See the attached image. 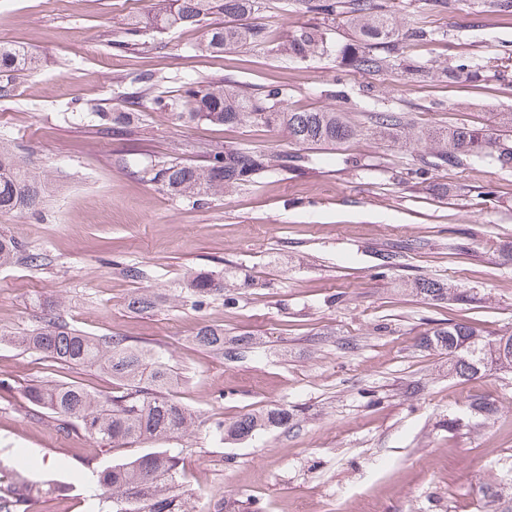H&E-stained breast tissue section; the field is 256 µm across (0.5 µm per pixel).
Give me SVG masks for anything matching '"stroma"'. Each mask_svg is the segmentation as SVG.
I'll return each mask as SVG.
<instances>
[{"instance_id": "1", "label": "stroma", "mask_w": 512, "mask_h": 512, "mask_svg": "<svg viewBox=\"0 0 512 512\" xmlns=\"http://www.w3.org/2000/svg\"><path fill=\"white\" fill-rule=\"evenodd\" d=\"M163 0H0V43L40 56L42 67L0 93V140L22 165L42 172L36 209L0 214V233L44 265L0 267V465L28 485L27 512H90L94 471L143 452L105 450L66 433L24 390L53 376L99 394L112 381L97 369H53L12 342L63 316L92 336H124L164 353L174 395L195 425L165 445L181 453L191 512H512V373L449 377L448 357L421 336L470 316L486 336H512V168L483 160L411 177L416 154L364 136L317 150L312 162L197 202L168 194L156 172L171 160L205 164L211 149L292 151L277 127L185 122L159 101L187 82L233 81L246 94L277 87L289 108H328L366 123L376 108L409 113L417 126L478 121L512 112V71L449 82L459 57H512V14L459 0L425 11L438 40L409 44L428 72L385 79L341 66L334 51L297 62L275 46L321 23L305 0H262L268 49L200 51L205 27H146L127 46V24ZM341 82L345 96L333 91ZM134 112L127 126L99 111ZM401 252L399 267L379 255ZM136 266L145 278L130 279ZM249 274L227 280L235 299L182 301L192 272ZM419 276L477 295L475 309L435 304L399 285ZM155 298L138 314L125 301ZM252 344L228 361L194 341L199 327ZM498 408L495 420L468 412L469 396ZM293 410L288 426L220 443L218 423L257 408Z\"/></svg>"}]
</instances>
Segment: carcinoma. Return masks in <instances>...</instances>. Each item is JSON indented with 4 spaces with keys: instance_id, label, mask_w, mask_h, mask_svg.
Returning <instances> with one entry per match:
<instances>
[{
    "instance_id": "obj_1",
    "label": "carcinoma",
    "mask_w": 512,
    "mask_h": 512,
    "mask_svg": "<svg viewBox=\"0 0 512 512\" xmlns=\"http://www.w3.org/2000/svg\"><path fill=\"white\" fill-rule=\"evenodd\" d=\"M164 10L148 18V24L167 28L207 24L201 50L222 54L239 48L269 43L266 28L251 21L261 8V0H165ZM313 10L331 23L351 31L353 39L342 49V61L364 72L397 74L404 69L406 42L428 43L436 33L419 12L399 14L384 0H313ZM224 14L234 24H212L211 16ZM330 33L325 26H309L280 43L276 50L295 60L307 61L328 51ZM40 58L14 45L0 44V91L35 74ZM459 82L480 78L482 70L464 58L451 68ZM282 92L276 87L261 96H247L229 82L202 87L189 85L178 98L182 111L177 118L216 125L261 124L283 127L292 143L305 148L336 145L359 136L391 140L425 154L413 171L417 179L448 168H462L488 158L502 169L512 168V112H501L496 124L472 126L465 123L446 128L414 130L406 112L374 110L368 127H361L344 112L319 108L279 109ZM309 162L299 154L265 151L232 152L213 149L207 164L197 166L171 162L156 178L177 197L198 201L206 195L257 182L272 170L295 169ZM44 185L38 173L25 168L0 143V213L37 206ZM21 255L15 239L0 234V266ZM411 293L427 301L458 304L473 296L430 277L410 282ZM180 293L194 308L212 295L224 293V281L209 274L196 275L183 283ZM197 344L224 356L239 359L249 341L224 340V329L200 327ZM12 341L34 350L71 369L95 367L107 374L114 390L101 396L75 381L38 380L26 389L28 401L49 411L66 432L83 431L103 448H120L144 440H162L186 432L192 424L190 410L174 398L169 388L174 380L166 358L133 345L123 336H87L61 317L50 319L25 336ZM493 341L480 326L459 319L433 330L422 338L421 346L448 353V374L461 380L476 379L491 363ZM469 407L491 420L497 407L483 397L471 399ZM293 418L286 408L255 410L217 427L220 440H247L260 432L285 426ZM182 457L168 449L152 450L125 460L114 461L96 472L97 494L91 512H190L186 499L177 491L184 476ZM0 512H26L27 498L11 473L0 470Z\"/></svg>"
}]
</instances>
